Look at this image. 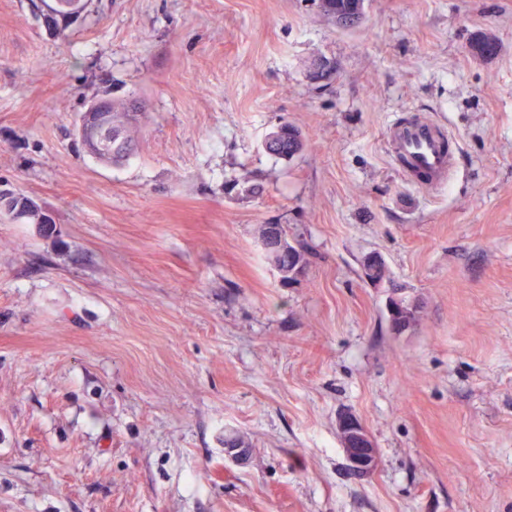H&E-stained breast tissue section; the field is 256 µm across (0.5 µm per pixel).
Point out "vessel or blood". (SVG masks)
Instances as JSON below:
<instances>
[{"label": "vessel or blood", "mask_w": 512, "mask_h": 512, "mask_svg": "<svg viewBox=\"0 0 512 512\" xmlns=\"http://www.w3.org/2000/svg\"><path fill=\"white\" fill-rule=\"evenodd\" d=\"M391 154L418 185L445 186L453 166L448 132L434 121L423 119L389 128Z\"/></svg>", "instance_id": "b4317fda"}]
</instances>
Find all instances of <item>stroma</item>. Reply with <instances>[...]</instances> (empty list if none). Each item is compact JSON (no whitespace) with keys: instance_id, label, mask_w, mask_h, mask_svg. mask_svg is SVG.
I'll return each mask as SVG.
<instances>
[{"instance_id":"35a3bbf8","label":"stroma","mask_w":512,"mask_h":512,"mask_svg":"<svg viewBox=\"0 0 512 512\" xmlns=\"http://www.w3.org/2000/svg\"><path fill=\"white\" fill-rule=\"evenodd\" d=\"M89 11L54 32L0 0V192L56 220L0 214V512H512V0ZM106 94L142 103L120 166L77 135ZM421 115L453 136L440 188L389 151ZM283 121L290 159L263 147ZM283 237V234H280L276 229H274L267 242V249L280 256L287 254L285 257L278 260V262L281 266V273L284 275V278H290V275L294 274L295 271H297V267L302 263V255L293 246L288 244L287 241H285V245L287 247L286 250ZM288 247H291V249L294 250V253L289 250ZM293 254H295V261L288 265V262L292 261ZM338 429L351 473L358 478L371 476L377 468L378 461L375 444L369 431L352 413H343L339 416Z\"/></svg>"}]
</instances>
